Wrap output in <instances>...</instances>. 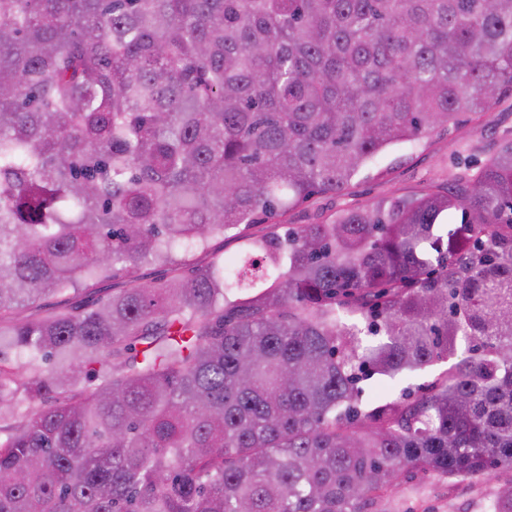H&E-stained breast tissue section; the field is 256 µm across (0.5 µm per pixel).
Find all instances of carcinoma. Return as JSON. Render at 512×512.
I'll list each match as a JSON object with an SVG mask.
<instances>
[{"label": "carcinoma", "mask_w": 512, "mask_h": 512, "mask_svg": "<svg viewBox=\"0 0 512 512\" xmlns=\"http://www.w3.org/2000/svg\"><path fill=\"white\" fill-rule=\"evenodd\" d=\"M506 94L512 0H0V512H367L408 468L512 474V140L279 232ZM226 234L234 273L195 268ZM448 368L447 362H438L424 370L410 375H400L394 380L378 375L362 380L357 385L362 390V403H367L378 396L398 397L403 392L419 396L425 384L431 382L439 373Z\"/></svg>", "instance_id": "1"}]
</instances>
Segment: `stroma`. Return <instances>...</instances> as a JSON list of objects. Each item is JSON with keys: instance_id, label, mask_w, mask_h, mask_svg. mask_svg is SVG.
Masks as SVG:
<instances>
[{"instance_id": "35a3bbf8", "label": "stroma", "mask_w": 512, "mask_h": 512, "mask_svg": "<svg viewBox=\"0 0 512 512\" xmlns=\"http://www.w3.org/2000/svg\"><path fill=\"white\" fill-rule=\"evenodd\" d=\"M512 140V96L500 99L479 121L468 120L439 129L413 144H403L362 168L340 193L315 195L293 208L287 224H323L340 211L397 196L446 189L474 174ZM443 362L395 379L372 376L360 381L361 398L420 395L425 384L446 370ZM504 483L503 477L455 478L407 474L369 512H486Z\"/></svg>"}]
</instances>
